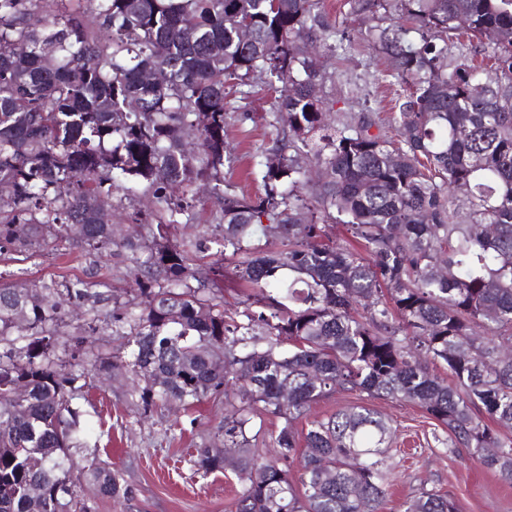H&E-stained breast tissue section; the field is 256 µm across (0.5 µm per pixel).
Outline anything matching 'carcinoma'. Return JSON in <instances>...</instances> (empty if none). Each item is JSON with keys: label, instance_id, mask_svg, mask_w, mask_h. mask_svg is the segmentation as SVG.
Here are the masks:
<instances>
[{"label": "carcinoma", "instance_id": "1", "mask_svg": "<svg viewBox=\"0 0 512 512\" xmlns=\"http://www.w3.org/2000/svg\"><path fill=\"white\" fill-rule=\"evenodd\" d=\"M349 3L340 32L320 0H54L51 14L0 0V253L52 236L104 256L116 194L155 199L130 215L156 225L152 244H128L147 276L139 312L107 315L143 409L243 389L195 460L207 474L236 455L235 512H378L391 480L382 414L357 403L295 428L337 392L419 406L449 451L512 482V437L487 424L512 428V0ZM379 7L395 12L384 28L371 24ZM358 37L403 87L387 120L332 115L329 76L303 45L342 58ZM157 70L164 80L148 81ZM259 84L279 96L256 154L264 194L251 196L224 185V132L228 95ZM199 181L222 232L166 243L194 223ZM326 224L350 239H326ZM268 229L278 247L259 251ZM212 245L242 288L230 314L190 284V249ZM110 300L81 280L0 287V512H89L86 490L126 495L74 406L91 373L64 371L56 353L64 303L93 334ZM260 414L283 419L269 459L242 453ZM299 454L300 490L282 467ZM405 512L456 506L423 487Z\"/></svg>", "mask_w": 512, "mask_h": 512}]
</instances>
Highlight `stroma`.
Segmentation results:
<instances>
[{
  "label": "stroma",
  "mask_w": 512,
  "mask_h": 512,
  "mask_svg": "<svg viewBox=\"0 0 512 512\" xmlns=\"http://www.w3.org/2000/svg\"><path fill=\"white\" fill-rule=\"evenodd\" d=\"M329 78L323 92L343 112L355 115L377 112L387 115L395 105L398 82L389 76L387 57L375 44L356 41L346 58L325 56L322 60ZM273 91L256 89L249 99L239 101L249 120H230L224 139L231 160L224 166V182L236 192L263 194V184L253 167V156L275 130L269 111ZM196 221L179 226L174 243L204 240L217 232L210 222L213 202L208 188L197 184ZM113 235L119 248L97 257L81 247L47 242L34 249L30 258L0 255V284L27 288L39 281L82 280L96 283L110 292L114 302L125 305L135 286L136 270L131 251L123 239L152 238L150 225L131 224L124 211L112 213ZM214 251L198 253L193 267L206 288L222 296L226 309L238 306V283L232 275H219ZM78 317H71L64 329L65 342L58 350L67 369L76 371L88 352L119 353L122 339L109 326L81 337ZM131 372L125 369L100 373L89 388L85 409L90 415L92 440L99 460L115 472L127 494L119 499L90 497V512H230L242 486L234 459L223 470L199 473L194 460L199 448L208 445L224 425L225 399L217 394L193 409L177 401L144 410L133 391ZM372 407L386 415L395 431L393 459L395 476L387 489L380 512H405L421 487L451 494L458 512H512V482L498 472L468 460L465 449L449 452L441 440L446 432L418 406L407 402L375 399Z\"/></svg>",
  "instance_id": "1"
}]
</instances>
